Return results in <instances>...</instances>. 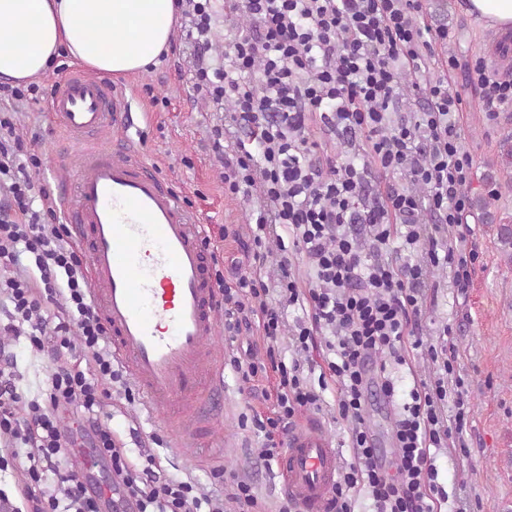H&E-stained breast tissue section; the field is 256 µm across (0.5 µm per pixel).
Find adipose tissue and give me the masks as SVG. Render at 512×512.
<instances>
[{"label":"adipose tissue","instance_id":"ef3b65f1","mask_svg":"<svg viewBox=\"0 0 512 512\" xmlns=\"http://www.w3.org/2000/svg\"><path fill=\"white\" fill-rule=\"evenodd\" d=\"M174 0H0V78L26 85L60 53L114 78L157 64Z\"/></svg>","mask_w":512,"mask_h":512}]
</instances>
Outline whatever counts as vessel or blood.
I'll use <instances>...</instances> for the list:
<instances>
[{"label": "vessel or blood", "instance_id": "1", "mask_svg": "<svg viewBox=\"0 0 512 512\" xmlns=\"http://www.w3.org/2000/svg\"><path fill=\"white\" fill-rule=\"evenodd\" d=\"M49 109L76 141L110 130L119 141L73 155L75 193L64 198L88 255L95 303L112 330V358L156 414L192 401V422L224 411V369L206 343L218 336L217 291L205 229L145 161L121 89L80 71L58 76ZM339 457L316 421L290 435L280 475L302 512H324Z\"/></svg>", "mask_w": 512, "mask_h": 512}]
</instances>
